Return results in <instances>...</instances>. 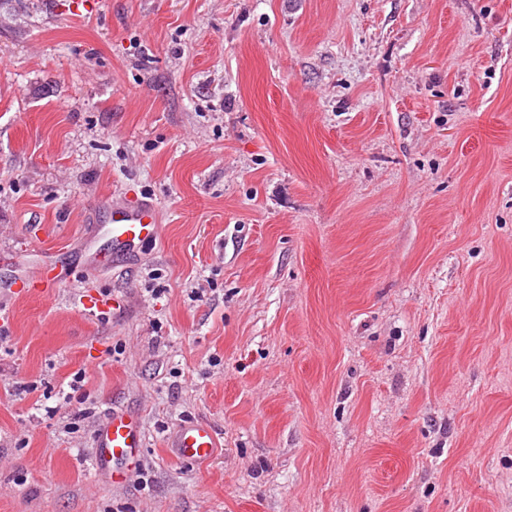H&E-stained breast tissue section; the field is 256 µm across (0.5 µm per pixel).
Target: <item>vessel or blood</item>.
I'll return each mask as SVG.
<instances>
[{
	"instance_id": "1",
	"label": "vessel or blood",
	"mask_w": 512,
	"mask_h": 512,
	"mask_svg": "<svg viewBox=\"0 0 512 512\" xmlns=\"http://www.w3.org/2000/svg\"><path fill=\"white\" fill-rule=\"evenodd\" d=\"M160 231V214L147 201L113 207L103 229L116 252L157 238ZM142 446L138 416L128 410H112L99 425L94 436L92 461L96 472L110 482H123L126 471L136 467ZM167 446L176 459L200 464L213 457L218 443L213 427L197 420L178 425L169 434Z\"/></svg>"
}]
</instances>
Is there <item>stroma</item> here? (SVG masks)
Here are the masks:
<instances>
[{
    "mask_svg": "<svg viewBox=\"0 0 512 512\" xmlns=\"http://www.w3.org/2000/svg\"><path fill=\"white\" fill-rule=\"evenodd\" d=\"M63 2L0 0V512H512V0ZM160 223L159 211L148 201L124 207L112 204L103 234L111 241L112 253L119 252L142 241L156 239L161 231ZM142 446L138 416L128 410H112L94 436L92 461L96 472L112 483L123 482L127 472L136 467ZM167 448L176 459L191 464L208 461L218 448L213 427L203 421H188L178 425L167 438Z\"/></svg>",
    "mask_w": 512,
    "mask_h": 512,
    "instance_id": "stroma-1",
    "label": "stroma"
}]
</instances>
